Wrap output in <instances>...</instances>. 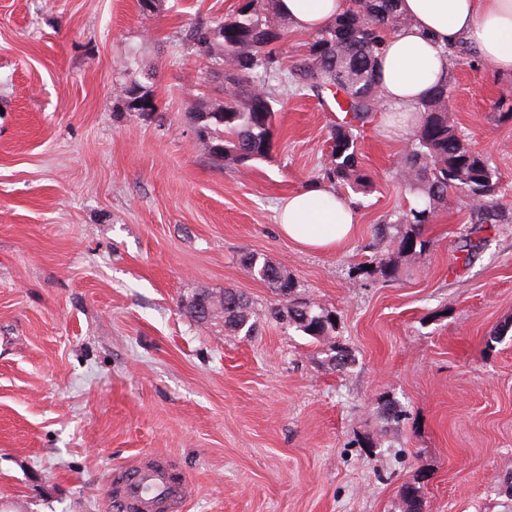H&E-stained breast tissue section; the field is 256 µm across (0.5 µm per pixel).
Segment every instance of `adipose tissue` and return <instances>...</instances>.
I'll use <instances>...</instances> for the list:
<instances>
[{"label":"adipose tissue","mask_w":512,"mask_h":512,"mask_svg":"<svg viewBox=\"0 0 512 512\" xmlns=\"http://www.w3.org/2000/svg\"><path fill=\"white\" fill-rule=\"evenodd\" d=\"M346 0H277V12L294 32L309 35L329 26ZM407 23L388 35L377 66L385 107L401 117L415 113L432 87L446 81L452 63L447 47L475 46L498 76L512 79V0H402ZM280 233L300 247L332 251L349 240L356 211L323 182H314L280 200Z\"/></svg>","instance_id":"1"}]
</instances>
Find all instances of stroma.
Listing matches in <instances>:
<instances>
[{"instance_id": "stroma-1", "label": "stroma", "mask_w": 512, "mask_h": 512, "mask_svg": "<svg viewBox=\"0 0 512 512\" xmlns=\"http://www.w3.org/2000/svg\"><path fill=\"white\" fill-rule=\"evenodd\" d=\"M240 0H0V512H118L115 480L163 458L184 512H512V223L449 199L400 255L411 128L358 129L367 190L336 250L300 249L276 207L320 181L332 97L277 86L275 148L211 155L193 115L224 95L188 42ZM147 80L156 109L122 94ZM512 80L454 64L450 118L512 205ZM472 244L471 253L463 245ZM293 296L337 317L353 359L271 317ZM395 257L380 271L368 262ZM199 288L237 289L253 335L192 321ZM241 262L252 277L267 283L282 297L290 295L292 288H294V282L281 267L267 259L261 261L260 257L254 254H243Z\"/></svg>"}]
</instances>
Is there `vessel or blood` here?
<instances>
[{"mask_svg": "<svg viewBox=\"0 0 512 512\" xmlns=\"http://www.w3.org/2000/svg\"><path fill=\"white\" fill-rule=\"evenodd\" d=\"M189 495L187 480H171L164 464L155 460L138 466L120 495L121 512H182Z\"/></svg>", "mask_w": 512, "mask_h": 512, "instance_id": "vessel-or-blood-1", "label": "vessel or blood"}]
</instances>
